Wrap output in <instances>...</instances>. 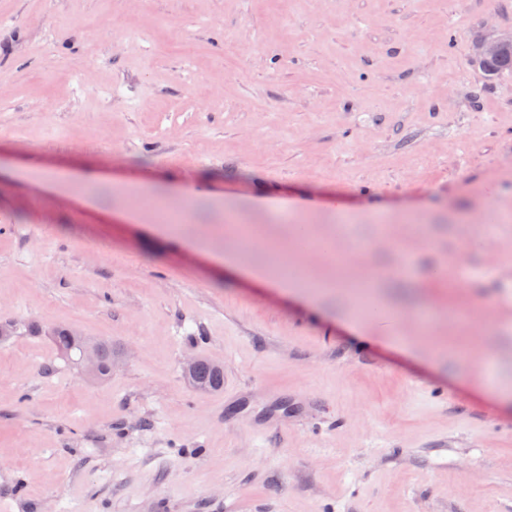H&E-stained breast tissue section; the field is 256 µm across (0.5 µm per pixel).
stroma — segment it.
Masks as SVG:
<instances>
[{
	"label": "stroma",
	"instance_id": "obj_1",
	"mask_svg": "<svg viewBox=\"0 0 512 512\" xmlns=\"http://www.w3.org/2000/svg\"><path fill=\"white\" fill-rule=\"evenodd\" d=\"M510 29L512 0H0V500L512 512V70L471 62ZM54 338L57 348L68 357L72 354L80 355L82 349L88 345L82 336H74L71 330L66 328L57 329ZM195 370V374L189 380L198 389L212 390L218 388L224 381L222 370L208 360H199L198 367L197 361L190 362L186 367L185 373L192 374Z\"/></svg>",
	"mask_w": 512,
	"mask_h": 512
}]
</instances>
